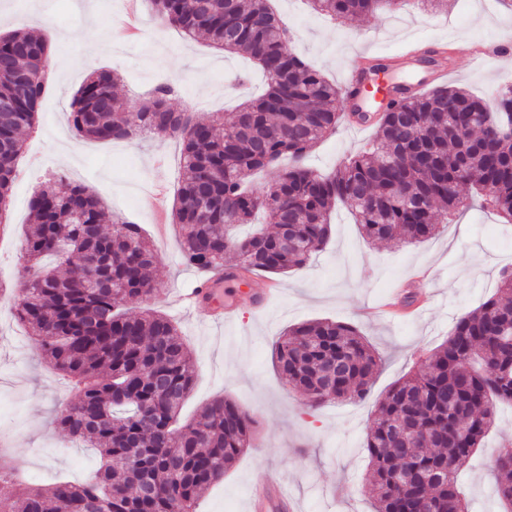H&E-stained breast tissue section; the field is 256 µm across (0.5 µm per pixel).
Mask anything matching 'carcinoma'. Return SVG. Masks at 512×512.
Here are the masks:
<instances>
[{
  "instance_id": "obj_1",
  "label": "carcinoma",
  "mask_w": 512,
  "mask_h": 512,
  "mask_svg": "<svg viewBox=\"0 0 512 512\" xmlns=\"http://www.w3.org/2000/svg\"><path fill=\"white\" fill-rule=\"evenodd\" d=\"M271 0H151L157 20L186 38L203 34L216 48L253 61L267 78L263 94L242 103L232 122L195 121L168 101L179 79L157 85L139 109L118 98L110 69L91 73L72 97L78 135L132 141L164 135L182 145V173L172 211L182 256L205 273L234 253L253 274L300 270L330 239V213L348 206L363 237L402 244L433 237L464 206L458 188L475 193L512 222V86L493 104L442 86L378 103L372 147L329 173L305 164L336 130L340 90L290 48L293 32ZM323 17L345 22L407 0H308ZM48 40L31 32L0 35V97L16 110L0 125V207L9 210L23 154L35 128L48 68ZM266 191L252 177L279 161ZM32 227L20 241L29 263L12 310L49 366L69 377L76 398L59 408L57 427L99 454L81 481L25 486L0 459V512H197L203 494L253 445L256 420L221 397L179 424L195 368L175 324L128 303L153 293L147 271L157 259L142 228L119 220L103 229L99 199L61 177L29 200ZM268 218L274 231L237 226ZM288 385L317 409L364 400L381 365L372 346L346 323L297 324L273 347ZM512 404V269L496 294L461 314L425 367L378 402L366 437L367 492L375 512H469L458 471ZM496 490L512 512V455L495 461Z\"/></svg>"
}]
</instances>
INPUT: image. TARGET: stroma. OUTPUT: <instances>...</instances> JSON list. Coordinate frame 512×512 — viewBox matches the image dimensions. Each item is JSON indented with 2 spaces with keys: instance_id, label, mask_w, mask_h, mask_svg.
<instances>
[{
  "instance_id": "obj_1",
  "label": "stroma",
  "mask_w": 512,
  "mask_h": 512,
  "mask_svg": "<svg viewBox=\"0 0 512 512\" xmlns=\"http://www.w3.org/2000/svg\"><path fill=\"white\" fill-rule=\"evenodd\" d=\"M273 7L295 33L293 49L336 83L356 54L397 58L412 44L432 42L448 51L446 84L485 98L512 84V63L499 50L512 44V8L489 10L483 0H451L448 12L431 13L409 0L402 10L335 24L311 11L306 0H273ZM125 10V0H0V34L43 33L57 76L45 89L39 122L26 136L13 183L9 229L0 237V283L15 288L22 279L27 261L19 240L33 190L61 175L83 183L101 200L106 215L141 225L159 255L150 270L154 293L128 310L136 313L147 306L167 315L189 346L197 376L183 417L227 396L258 419L255 447L209 488L199 512H249L250 484L261 471L286 480L297 512H374L365 492L370 466L364 449L374 405L396 381L422 368L458 315L495 292L500 270L512 267V224L476 204L424 242L373 244L340 205L331 216L329 244L305 268L277 276L282 294L266 312L254 313L245 293L237 296L238 320L227 326L215 324L207 309L176 307L173 291L192 288L200 275L182 260L170 214H156L147 199L160 186L167 202H174L179 142L156 135L133 144L83 139L69 122L71 98L101 68L117 72V93L140 106L148 104L155 85L178 77L185 90L172 99L173 109L190 110L199 120L215 112L229 119L242 99L261 95L266 82L248 59L213 47L204 37L187 39L175 28L160 27L148 0H139L137 35L124 36ZM481 46L494 53L478 66L473 52ZM371 141V130L338 127L310 151L306 163L319 172L331 171ZM420 269L429 271L433 291L423 315L405 320L368 315L377 299L408 284ZM11 306L9 295L0 296V453L36 484L83 479L94 464L93 450L73 442L53 422L55 411L74 393L39 358ZM322 319L356 325L382 365L365 400L330 402L314 411L279 376L272 344L290 326ZM509 444L512 406L504 404L482 447L460 472L470 512H503L494 462Z\"/></svg>"
}]
</instances>
